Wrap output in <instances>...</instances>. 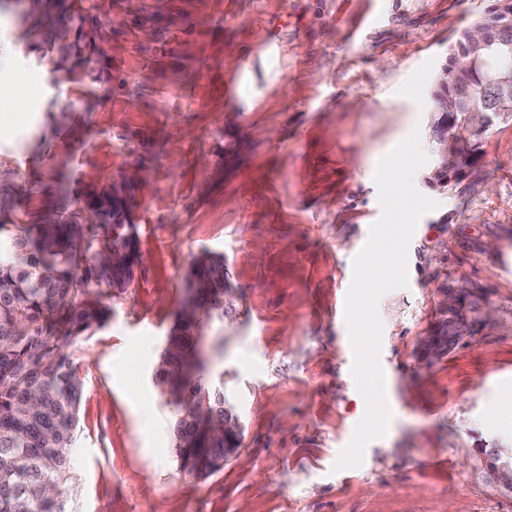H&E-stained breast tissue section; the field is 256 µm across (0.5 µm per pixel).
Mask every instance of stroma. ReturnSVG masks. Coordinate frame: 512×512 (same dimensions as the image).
<instances>
[{"label": "stroma", "instance_id": "1", "mask_svg": "<svg viewBox=\"0 0 512 512\" xmlns=\"http://www.w3.org/2000/svg\"><path fill=\"white\" fill-rule=\"evenodd\" d=\"M496 0H60L95 36L58 70L29 23L0 14V224H43L115 184L140 263L105 326L69 354L84 383L77 512H512L484 448H512V121L480 137L465 178L435 187L408 285L379 302L380 363L396 418L360 466L334 471L366 412L344 304L381 215V158L428 133L457 38ZM139 168L145 175L128 178ZM223 254L237 289L224 320V395L241 459L195 478L172 454L154 386L194 257ZM491 307L438 359L427 341L448 286Z\"/></svg>", "mask_w": 512, "mask_h": 512}]
</instances>
